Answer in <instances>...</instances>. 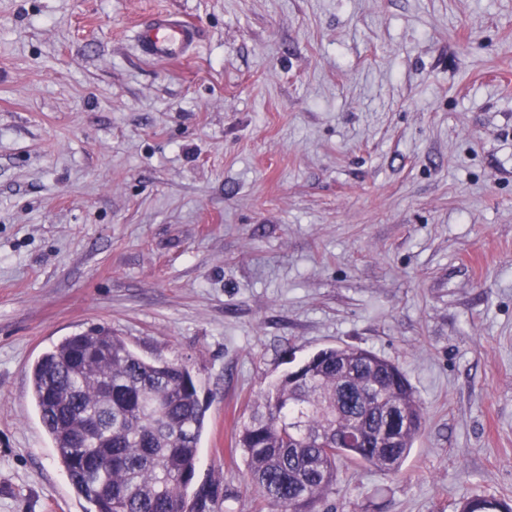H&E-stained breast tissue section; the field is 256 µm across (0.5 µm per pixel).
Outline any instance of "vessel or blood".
<instances>
[{"label": "vessel or blood", "mask_w": 512, "mask_h": 512, "mask_svg": "<svg viewBox=\"0 0 512 512\" xmlns=\"http://www.w3.org/2000/svg\"><path fill=\"white\" fill-rule=\"evenodd\" d=\"M138 40L149 57L172 61L183 58L193 50L198 33L179 17L161 12L140 27Z\"/></svg>", "instance_id": "vessel-or-blood-1"}]
</instances>
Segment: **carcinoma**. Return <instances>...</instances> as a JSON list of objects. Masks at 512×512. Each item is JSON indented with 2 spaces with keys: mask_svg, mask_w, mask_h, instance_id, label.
<instances>
[{
  "mask_svg": "<svg viewBox=\"0 0 512 512\" xmlns=\"http://www.w3.org/2000/svg\"><path fill=\"white\" fill-rule=\"evenodd\" d=\"M32 401L73 489L94 512H186L207 407L182 363L146 360L104 326L62 338L30 372ZM424 422L393 362L351 346L285 373L235 436L266 512H329L337 465L396 472ZM216 491L200 489L206 512ZM459 512H512L477 496Z\"/></svg>",
  "mask_w": 512,
  "mask_h": 512,
  "instance_id": "obj_1",
  "label": "carcinoma"
}]
</instances>
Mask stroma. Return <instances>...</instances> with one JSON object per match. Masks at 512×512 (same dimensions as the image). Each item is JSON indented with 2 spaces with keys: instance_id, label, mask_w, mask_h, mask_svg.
<instances>
[{
  "instance_id": "obj_1",
  "label": "stroma",
  "mask_w": 512,
  "mask_h": 512,
  "mask_svg": "<svg viewBox=\"0 0 512 512\" xmlns=\"http://www.w3.org/2000/svg\"><path fill=\"white\" fill-rule=\"evenodd\" d=\"M158 12L187 58L138 51ZM97 324L193 374L214 512H257L254 402L343 345L425 423L331 512L512 498V0H0V512H90L28 370ZM138 40L149 57L172 61L183 58L193 50L198 33L179 17L161 12L140 27Z\"/></svg>"
}]
</instances>
